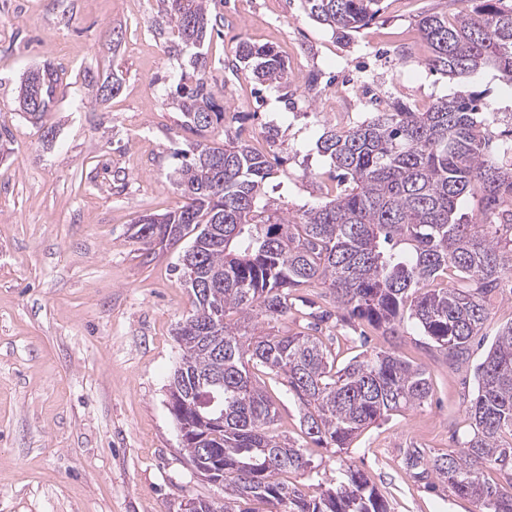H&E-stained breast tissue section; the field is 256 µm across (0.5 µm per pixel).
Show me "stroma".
<instances>
[{
  "mask_svg": "<svg viewBox=\"0 0 512 512\" xmlns=\"http://www.w3.org/2000/svg\"><path fill=\"white\" fill-rule=\"evenodd\" d=\"M461 0H383L379 17L345 40L311 20L303 0H220L224 25L205 40L206 76L224 89L226 137L265 151L277 168L275 198L291 210L325 202L335 183L316 143L401 104L420 108L460 88L485 92L512 139V89L492 67L461 79L425 64L417 21L456 13ZM165 0H0V512H182L189 498L220 499L183 448L168 406L180 361L177 324L193 297L174 272L189 239L144 250L133 226L182 202L170 181L186 148L173 102L187 58L154 32ZM122 39L111 44L109 33ZM273 47L288 64L281 89L232 70L236 45ZM58 67L61 82L43 143L18 110L16 87L29 68ZM117 74L121 89L96 103L84 72ZM317 91H309L310 81ZM332 97L352 111L334 112ZM275 141H267L269 127ZM512 321V290L492 302L469 363L448 367L413 324L400 339L366 321L328 320L338 363L361 350L398 347L430 376L424 406L390 412L343 453L309 442L298 403L269 383L273 428L307 446L317 469L293 472L299 486L341 481L339 458L363 472L392 512H477L447 488L428 489L405 470L401 450L455 447L469 429L465 402L497 332Z\"/></svg>",
  "mask_w": 512,
  "mask_h": 512,
  "instance_id": "obj_1",
  "label": "stroma"
}]
</instances>
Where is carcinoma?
Wrapping results in <instances>:
<instances>
[{"mask_svg": "<svg viewBox=\"0 0 512 512\" xmlns=\"http://www.w3.org/2000/svg\"><path fill=\"white\" fill-rule=\"evenodd\" d=\"M155 32L173 47L193 46L194 86L177 108L191 135L172 172L181 206L143 219L157 225L145 249L195 233L178 267L194 297L178 323L179 366L169 397L197 423L216 398L224 426L196 430L184 445L196 462L205 450L224 458L221 512H243L235 501L269 502L280 512H390L369 480L343 469L344 479L318 495L282 475L312 469L306 449L270 431L277 415L261 367L286 381L302 410L301 426L316 444L340 450L358 432L396 409L427 403L426 370L396 348L362 353L339 367L331 347L308 333L271 332L288 314L293 292L323 286L334 307L397 336L413 323L448 359L467 361L470 341L483 330L492 298L512 274V142L503 162L490 150L498 113L486 97L461 92L423 109L395 104L348 128H330L317 149L342 171L347 186L333 198L288 212L266 191L274 169L247 141L224 135L223 90L205 78L208 30L220 22L217 0H167ZM308 15L333 33L350 36L380 13V0H304ZM429 48L426 65L451 76L492 65L512 82V4L464 0L453 17L429 13L418 21ZM235 60L255 79L288 88V63L272 48L241 41ZM59 83L58 68L28 70L17 91L19 111L43 133ZM481 191L477 220L463 223L458 206ZM218 373L224 387L209 375ZM469 400L470 431L461 449L434 454L403 449L410 475L431 489L441 484L479 512H512V322L500 327L476 367ZM506 485L491 483L483 468Z\"/></svg>", "mask_w": 512, "mask_h": 512, "instance_id": "obj_1", "label": "carcinoma"}]
</instances>
